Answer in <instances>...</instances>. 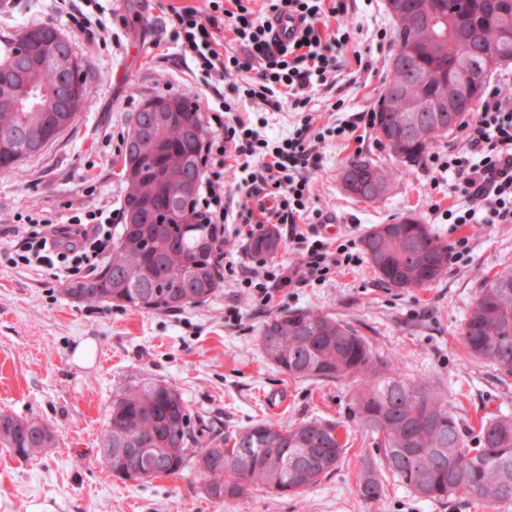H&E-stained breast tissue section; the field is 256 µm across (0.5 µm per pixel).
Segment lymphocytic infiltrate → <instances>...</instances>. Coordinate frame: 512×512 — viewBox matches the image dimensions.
<instances>
[{"instance_id": "f902f5d3", "label": "lymphocytic infiltrate", "mask_w": 512, "mask_h": 512, "mask_svg": "<svg viewBox=\"0 0 512 512\" xmlns=\"http://www.w3.org/2000/svg\"><path fill=\"white\" fill-rule=\"evenodd\" d=\"M56 12L87 37L105 32L99 0H56ZM251 0H208L207 12L192 6L165 7V31L177 47L171 63L190 69L204 90L213 94L206 106L208 139L201 154L202 178L190 207L197 223L207 225L220 246V267L232 272L235 261L228 236L253 238L269 224H284L300 250L298 267L260 263L243 271L241 285L253 299L269 304L275 291L322 283L336 268L357 263L355 243L346 240L329 248L316 224L300 227L309 213L312 191L309 173L321 156L305 137L266 139L234 115L240 96L271 103L284 91L291 107L304 108L315 87L328 85L341 69L338 60L349 33L322 39L316 22L323 15L344 11V0H266L253 10ZM288 14L302 27L293 43L281 46L271 36V19ZM232 29L239 49L224 51V31ZM242 75V83H225L226 75ZM463 149L448 156L431 155L433 168L454 175L463 205L449 209L452 224H512V75H502L488 90L480 110L459 126ZM245 170L239 188L246 196L272 195L274 210L232 209L224 197V174ZM112 211L106 207L73 213L66 223L52 218H28L19 264L54 270L70 277L94 269L112 251Z\"/></svg>"}]
</instances>
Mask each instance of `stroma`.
Instances as JSON below:
<instances>
[{
  "label": "stroma",
  "instance_id": "1",
  "mask_svg": "<svg viewBox=\"0 0 512 512\" xmlns=\"http://www.w3.org/2000/svg\"><path fill=\"white\" fill-rule=\"evenodd\" d=\"M103 3L112 9L105 43L88 41L73 27L62 29L89 89L76 121L42 152L0 173V411L41 418L56 431L54 447L29 461L0 447V512H512V503L419 499L389 476L381 498L362 502L355 472L375 448L355 427L340 466L300 498L251 487L244 497L221 502L191 470L147 482L112 477L99 451L107 408L124 388L150 380L174 384L192 426L217 435L263 420L347 419V384L292 378L260 348L263 322L294 309H314L348 323L378 356L397 361L402 377L428 379L448 393L464 421L512 413V379L500 381L489 363L467 358L459 335L484 277L512 270V224L451 228L446 212L463 196L453 177L434 178L425 164L397 179L377 202L364 203L344 191L341 166L347 157L362 152L389 159L374 126H360L350 139L334 129L376 109L393 48L392 39L378 34L395 28L386 0H347L346 14L320 26L325 37L342 25L350 31L335 85L317 87L303 111L260 108L247 99L235 110L252 122L264 117V133L272 139L306 130L318 135L321 162L311 173V187L313 206L326 224L323 237L358 241L372 225L412 213L449 251L467 238L464 257L429 288L409 294L385 287L364 261L325 282L280 291L267 308L251 302L232 277L207 302L171 312L71 298L69 279L14 264L21 246L14 232L19 218L38 212L64 218L105 204L122 212V151L135 113L147 99L197 90L190 75L163 59V7L208 9L206 0ZM57 22L54 0H0V44L23 29ZM360 57L372 60V70H359ZM308 112L309 124L303 121Z\"/></svg>",
  "mask_w": 512,
  "mask_h": 512
}]
</instances>
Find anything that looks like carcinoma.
Here are the masks:
<instances>
[{
	"mask_svg": "<svg viewBox=\"0 0 512 512\" xmlns=\"http://www.w3.org/2000/svg\"><path fill=\"white\" fill-rule=\"evenodd\" d=\"M421 14L437 15L439 31L423 32L413 53L405 50L413 39L410 17L395 18L394 50L385 87L408 83L410 109L439 126L433 97L456 94L454 75L461 68L486 77L512 63V41L501 29H512V11L488 10L487 0H408ZM27 32L0 49V63L13 60L18 80L0 78V171H12L27 157L28 137L44 138L56 130V108L66 93L55 68L31 69L13 57ZM179 123L153 124L147 112H136L150 126L158 143L155 152L122 158L125 180L124 224L105 267L66 292L80 301L115 304L146 313L180 310L211 298L220 287L212 259L214 243L207 225L190 219L171 229L165 224H133L147 204L157 212L186 203L176 198L174 176L200 178L198 158L206 126L185 95ZM403 112H387L378 105L374 127L398 123ZM437 143L432 134L408 139L391 150L395 165L388 167L368 155L349 157L344 167L367 182L386 184L420 166ZM400 232L381 240L380 249L391 261L381 281L405 292L422 290L448 269V246L428 225L411 215L398 219ZM280 245L275 228L253 240V253L273 257ZM194 255L197 271L185 267L180 255ZM439 265L431 266L432 260ZM467 355L489 362L503 376H512V270L485 278L461 327ZM265 354L278 351L274 364L283 372L316 382L349 381L354 386L350 419L374 439L377 456L361 460L356 495L365 503L382 497V472L421 499H479L487 504L512 503V414L480 419L475 436L456 415L448 396L425 381L398 374L395 363L378 359L369 343L350 326L310 309H295L268 318L260 328ZM186 402L169 382H152L123 390L112 400L100 451L108 469L117 466L120 448H138L146 479L179 475L192 467L205 480L214 498H236L250 486L277 495L300 496L333 473L346 452L339 442L342 422L306 420L287 426L258 422L222 439L204 436L191 427ZM476 447H469L470 441ZM55 444V431L45 421L0 413V445L17 458L30 460Z\"/></svg>",
	"mask_w": 512,
	"mask_h": 512,
	"instance_id": "carcinoma-1",
	"label": "carcinoma"
}]
</instances>
